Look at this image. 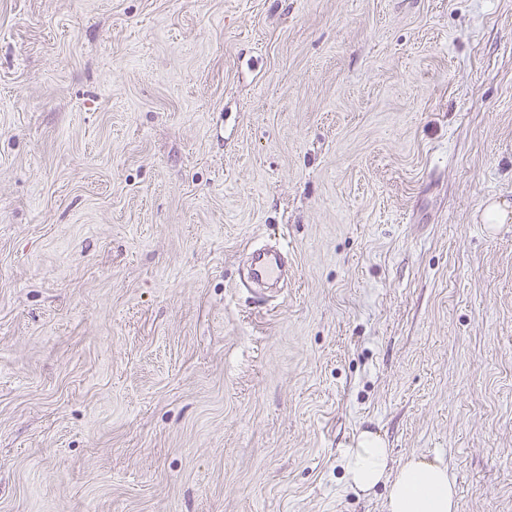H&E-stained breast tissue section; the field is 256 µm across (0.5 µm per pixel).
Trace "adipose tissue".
I'll use <instances>...</instances> for the list:
<instances>
[{"instance_id": "adipose-tissue-1", "label": "adipose tissue", "mask_w": 512, "mask_h": 512, "mask_svg": "<svg viewBox=\"0 0 512 512\" xmlns=\"http://www.w3.org/2000/svg\"><path fill=\"white\" fill-rule=\"evenodd\" d=\"M345 485L368 496L385 488L386 512H458L455 482L442 457L413 455L393 463L385 439L362 431L342 456Z\"/></svg>"}]
</instances>
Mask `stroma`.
<instances>
[{"label": "stroma", "mask_w": 512, "mask_h": 512, "mask_svg": "<svg viewBox=\"0 0 512 512\" xmlns=\"http://www.w3.org/2000/svg\"><path fill=\"white\" fill-rule=\"evenodd\" d=\"M490 200L512 0H0V512H385L364 429L512 512ZM253 277L258 282H275L282 275L283 259L280 253L255 251Z\"/></svg>", "instance_id": "1"}]
</instances>
